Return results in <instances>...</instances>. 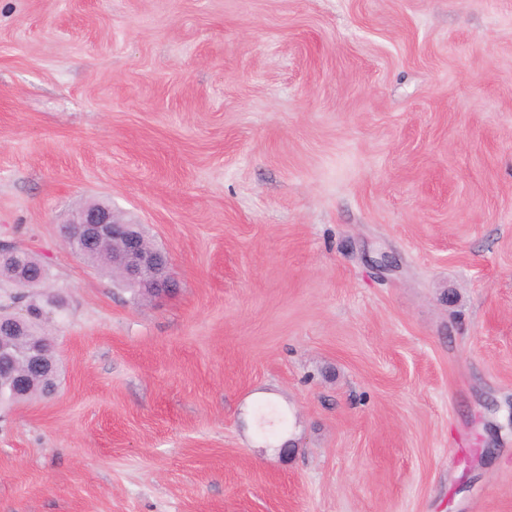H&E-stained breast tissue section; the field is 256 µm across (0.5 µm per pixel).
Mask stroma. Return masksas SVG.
I'll return each mask as SVG.
<instances>
[{
	"label": "stroma",
	"instance_id": "obj_1",
	"mask_svg": "<svg viewBox=\"0 0 512 512\" xmlns=\"http://www.w3.org/2000/svg\"><path fill=\"white\" fill-rule=\"evenodd\" d=\"M0 244L59 366L0 512H512V0H0ZM73 224L83 244L100 245L112 240L109 254L112 263L96 247H83L70 239L67 247L90 266L108 275L114 282L122 284V274L112 268L122 267L127 280L134 288H140L145 298H156L167 292L171 279L170 261L166 254L142 244L140 228L123 220L109 205H92L72 214L65 225ZM27 273L31 278L40 276L47 278V271L39 260L27 250H18L9 260L0 262V278L12 280L18 271Z\"/></svg>",
	"mask_w": 512,
	"mask_h": 512
}]
</instances>
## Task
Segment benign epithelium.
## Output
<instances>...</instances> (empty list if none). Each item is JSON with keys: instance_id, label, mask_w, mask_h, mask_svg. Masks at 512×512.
<instances>
[{"instance_id": "7a95c632", "label": "benign epithelium", "mask_w": 512, "mask_h": 512, "mask_svg": "<svg viewBox=\"0 0 512 512\" xmlns=\"http://www.w3.org/2000/svg\"><path fill=\"white\" fill-rule=\"evenodd\" d=\"M68 223L74 225L77 236L85 244L100 245L112 242L109 254L112 264L122 267L130 285L140 289L147 298L162 296L168 291L170 261L167 255L142 244L140 228L118 216L109 205H92L72 214ZM28 313L0 317V335L14 336L26 325ZM42 343L30 341L23 351L0 346V364L12 366L18 356H23L28 368L42 370ZM30 375L14 373L6 386L7 391L23 395L29 389Z\"/></svg>"}]
</instances>
